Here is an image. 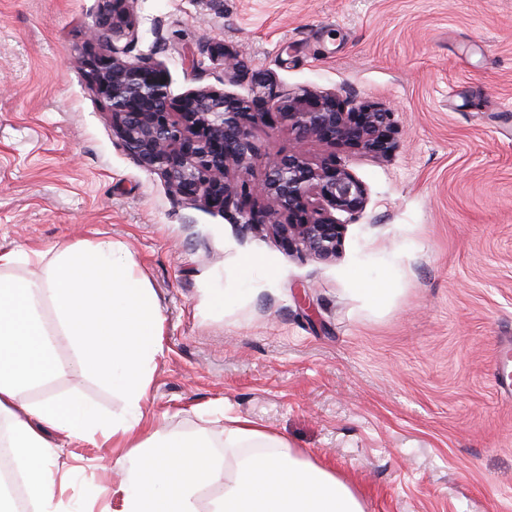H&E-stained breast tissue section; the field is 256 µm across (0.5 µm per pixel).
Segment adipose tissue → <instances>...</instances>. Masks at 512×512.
<instances>
[{
	"instance_id": "1",
	"label": "adipose tissue",
	"mask_w": 512,
	"mask_h": 512,
	"mask_svg": "<svg viewBox=\"0 0 512 512\" xmlns=\"http://www.w3.org/2000/svg\"><path fill=\"white\" fill-rule=\"evenodd\" d=\"M47 307L55 313L51 327ZM161 328L152 288L112 241L63 242L47 253L0 250V417L38 512H54L56 500L49 429L71 441H111L114 466L130 472L119 489L120 512H202L201 495L215 485L221 491L203 512H364L345 481L250 420L225 426L220 456L203 436L143 437L138 411ZM59 336L122 394L128 415L104 417L75 398L24 405L25 393L52 369Z\"/></svg>"
}]
</instances>
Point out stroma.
I'll use <instances>...</instances> for the list:
<instances>
[{"label": "stroma", "mask_w": 512, "mask_h": 512, "mask_svg": "<svg viewBox=\"0 0 512 512\" xmlns=\"http://www.w3.org/2000/svg\"><path fill=\"white\" fill-rule=\"evenodd\" d=\"M99 0H0V249L109 239L146 277L163 351L144 433L206 434L242 417L347 481L364 512H512V0H129L127 60L151 56L173 98L310 87L395 115L379 160L252 127L261 157H337L367 202L333 261L288 255L235 208L174 197L122 147L86 76ZM233 51L192 68L202 42ZM385 280L377 306L353 271ZM28 404L119 392L64 340ZM60 444L62 512H116L123 480L103 440ZM206 46V48H205ZM200 49L199 54L207 58L212 64H218L224 67V75L228 73L236 74L237 64L234 62V58L231 53L227 52L224 47L216 45H205Z\"/></svg>", "instance_id": "35a3bbf8"}]
</instances>
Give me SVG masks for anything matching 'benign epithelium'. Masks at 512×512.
I'll return each mask as SVG.
<instances>
[{
  "label": "benign epithelium",
  "mask_w": 512,
  "mask_h": 512,
  "mask_svg": "<svg viewBox=\"0 0 512 512\" xmlns=\"http://www.w3.org/2000/svg\"><path fill=\"white\" fill-rule=\"evenodd\" d=\"M126 2L101 0L89 32L102 49L87 59L89 83L107 103L123 148L144 168L163 174L176 196L222 211L235 199L249 197L259 206L238 208L236 223L243 229L267 230L290 253L336 259L344 225L335 213H360L366 204L364 184L338 161L313 164L300 149L264 161L262 178L250 179L258 161L251 127L271 120L300 143L353 145L382 159L397 147L394 114L309 88L282 98L260 75L250 99L200 88L176 100L153 58L124 59L128 46L120 41L131 32ZM201 55L226 74L237 72L222 46L201 48L200 55L191 56L192 65L203 64ZM232 171L238 180L229 179Z\"/></svg>",
  "instance_id": "benign-epithelium-1"
}]
</instances>
